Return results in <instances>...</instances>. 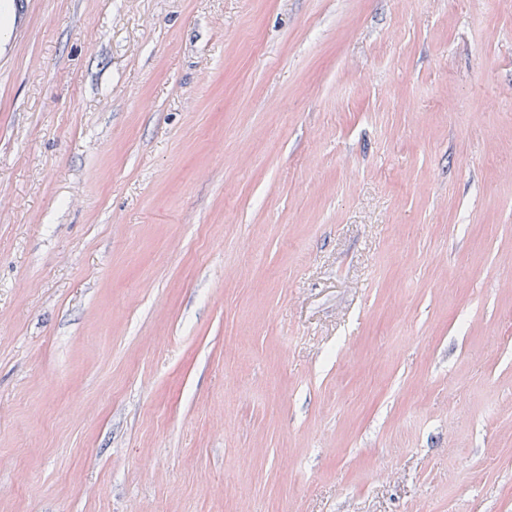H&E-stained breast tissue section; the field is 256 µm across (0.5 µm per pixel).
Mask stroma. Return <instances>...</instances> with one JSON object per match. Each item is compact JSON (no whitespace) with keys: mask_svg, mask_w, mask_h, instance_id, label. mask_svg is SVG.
<instances>
[{"mask_svg":"<svg viewBox=\"0 0 512 512\" xmlns=\"http://www.w3.org/2000/svg\"><path fill=\"white\" fill-rule=\"evenodd\" d=\"M0 512H512V0H0Z\"/></svg>","mask_w":512,"mask_h":512,"instance_id":"35a3bbf8","label":"stroma"}]
</instances>
